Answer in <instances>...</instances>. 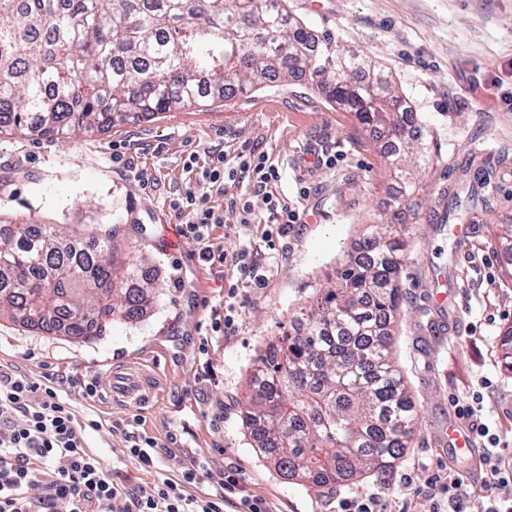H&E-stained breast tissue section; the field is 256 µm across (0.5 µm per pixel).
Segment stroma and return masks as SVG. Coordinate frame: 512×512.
I'll list each match as a JSON object with an SVG mask.
<instances>
[{
	"label": "stroma",
	"mask_w": 512,
	"mask_h": 512,
	"mask_svg": "<svg viewBox=\"0 0 512 512\" xmlns=\"http://www.w3.org/2000/svg\"><path fill=\"white\" fill-rule=\"evenodd\" d=\"M288 8L313 36L331 35L375 64L438 147L405 216L406 303L393 344L419 426L390 472L339 487L383 492L387 512H425L422 491L433 475L471 468L448 439L458 400L481 391L483 422L512 445V372L500 363V339L512 325V247L503 238L512 224V103L501 99L512 93V0H288ZM245 150L268 155L281 174L274 197L301 215L269 243L263 225L241 223L208 182L189 175L212 154ZM326 154L335 165L322 163ZM480 174L487 182L476 200L463 201V220L444 221L462 180ZM396 185L372 133L302 83L78 136L0 134V217L88 232L118 225V248L148 257L157 289L139 321L115 319L92 344L0 318V369L35 382L54 375L76 415L97 421L89 449L127 489L175 476L174 455L210 472L186 485L193 496L220 491L233 471L268 512H332L331 493L282 476L252 448L243 417L248 377L366 225L392 217ZM189 187L224 213L193 251L255 249L263 285L202 259L189 266L165 247L166 225L184 220L174 205ZM228 299L233 331L211 332ZM116 371L146 377L145 397L111 399L106 386ZM92 379L96 396L82 398L81 383ZM134 415L138 431L168 451L150 469L127 454L116 430Z\"/></svg>",
	"instance_id": "obj_1"
}]
</instances>
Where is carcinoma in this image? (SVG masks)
Returning <instances> with one entry per match:
<instances>
[{"instance_id":"cac0c4a2","label":"carcinoma","mask_w":512,"mask_h":512,"mask_svg":"<svg viewBox=\"0 0 512 512\" xmlns=\"http://www.w3.org/2000/svg\"><path fill=\"white\" fill-rule=\"evenodd\" d=\"M305 81L377 133L402 205L415 184L400 164L429 163L433 140L387 79L314 40L287 0H0V130L77 135ZM405 247L397 225H370L250 373L249 438L319 494L392 470L418 427L391 350ZM155 298L112 235L0 220V317L88 344ZM500 361L512 372V326Z\"/></svg>"}]
</instances>
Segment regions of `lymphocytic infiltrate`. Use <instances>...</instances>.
<instances>
[{
    "label": "lymphocytic infiltrate",
    "mask_w": 512,
    "mask_h": 512,
    "mask_svg": "<svg viewBox=\"0 0 512 512\" xmlns=\"http://www.w3.org/2000/svg\"><path fill=\"white\" fill-rule=\"evenodd\" d=\"M202 177L223 189L227 183H250L260 192L280 181L277 167L261 152L212 156ZM181 208L188 216L182 236L202 243L209 225L224 221L207 195L186 190ZM93 420H78L56 382L41 385L16 371H0V512H55L64 502L69 512H224L223 496L192 497L185 485L206 475L200 464L184 468L180 479L165 478L150 489L125 493L112 471L87 448ZM484 499L471 496L465 477L449 472L447 480L427 485L429 512H512V463L500 448H483ZM44 481L41 495L25 490L35 478Z\"/></svg>",
    "instance_id": "obj_1"
}]
</instances>
